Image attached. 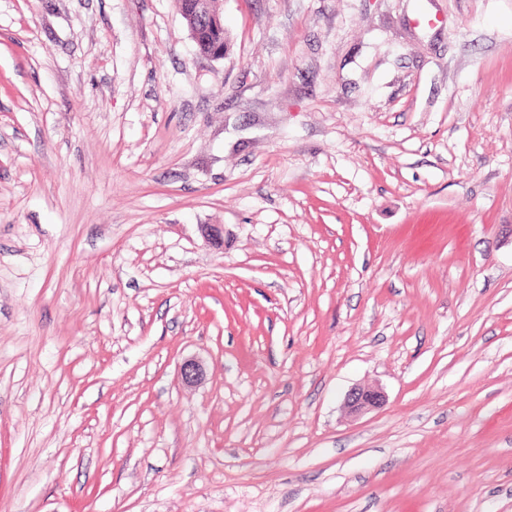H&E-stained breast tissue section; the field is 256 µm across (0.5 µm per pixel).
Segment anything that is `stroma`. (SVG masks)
<instances>
[{
	"label": "stroma",
	"mask_w": 512,
	"mask_h": 512,
	"mask_svg": "<svg viewBox=\"0 0 512 512\" xmlns=\"http://www.w3.org/2000/svg\"><path fill=\"white\" fill-rule=\"evenodd\" d=\"M223 10L0 0V512H512V0ZM188 1L191 2L183 8L181 16L195 44L203 33L224 28V17L220 8L222 0ZM385 401L384 394L375 388L354 387L345 399V408L351 414H361L380 407Z\"/></svg>",
	"instance_id": "obj_1"
}]
</instances>
